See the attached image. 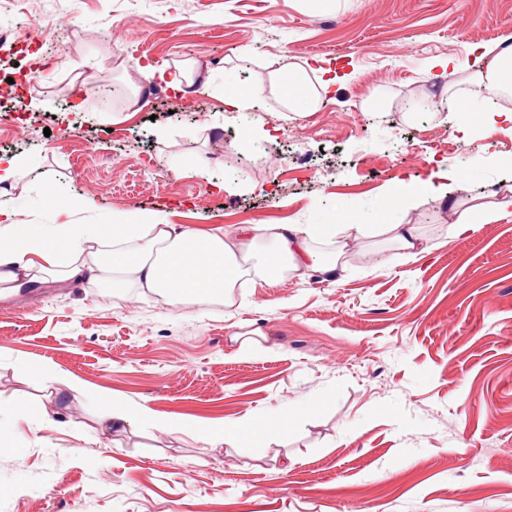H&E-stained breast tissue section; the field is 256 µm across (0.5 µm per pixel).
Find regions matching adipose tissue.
<instances>
[{
	"label": "adipose tissue",
	"instance_id": "ef3b65f1",
	"mask_svg": "<svg viewBox=\"0 0 512 512\" xmlns=\"http://www.w3.org/2000/svg\"><path fill=\"white\" fill-rule=\"evenodd\" d=\"M482 65L465 81L496 96H512V41L481 53ZM90 199L64 200L53 207V223L19 224L0 206V304L38 292L51 282H108L120 298L134 283L168 298L229 296L238 284H277L288 272L338 277V258L313 250L317 240L335 237V224H244L234 231L202 233L184 224L159 221L149 212L117 213L111 224H82ZM99 420L109 432L151 422L148 406L131 405L102 393ZM288 414L268 421L234 423L170 416L165 428L196 433L240 451L259 447L274 430H287Z\"/></svg>",
	"mask_w": 512,
	"mask_h": 512
}]
</instances>
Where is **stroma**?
I'll use <instances>...</instances> for the list:
<instances>
[{
  "label": "stroma",
  "mask_w": 512,
  "mask_h": 512,
  "mask_svg": "<svg viewBox=\"0 0 512 512\" xmlns=\"http://www.w3.org/2000/svg\"><path fill=\"white\" fill-rule=\"evenodd\" d=\"M51 17L53 39L0 79V156L38 170L0 192L21 224H48L45 181L91 199L85 224L155 211L210 231L238 224L360 222L316 243L342 278L286 273L228 303H172L130 284L122 301L83 282L0 305V404L27 417L0 447V512H512V213L457 232L434 197L391 210L399 179L466 171L453 203L512 187V97L460 86L441 62L479 67L512 36V0H0V25ZM186 69L204 93L141 74ZM309 66L314 112L283 105L276 73ZM252 87L224 106L226 80ZM261 331L258 346L235 334ZM53 381H45V373ZM83 390L59 401L66 383ZM147 404L155 421L108 435L95 396ZM294 424L246 452L164 426Z\"/></svg>",
  "instance_id": "obj_1"
}]
</instances>
